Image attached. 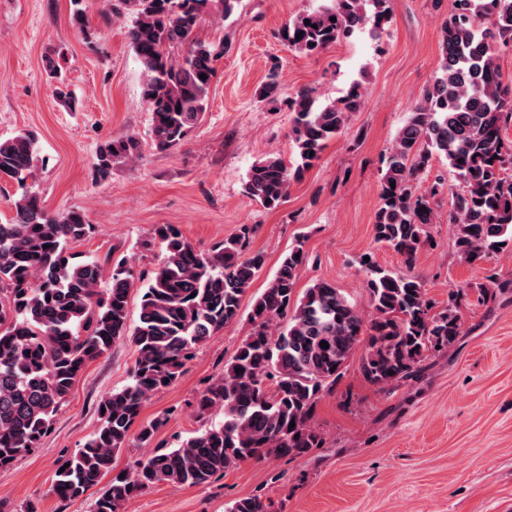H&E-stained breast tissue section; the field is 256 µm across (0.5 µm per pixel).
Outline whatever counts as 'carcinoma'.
I'll return each mask as SVG.
<instances>
[{"mask_svg": "<svg viewBox=\"0 0 512 512\" xmlns=\"http://www.w3.org/2000/svg\"><path fill=\"white\" fill-rule=\"evenodd\" d=\"M240 2L104 0L106 14L131 17L128 39L142 67L156 148L180 145L202 121L224 44L199 40L195 31L213 12L230 19ZM387 2L324 0L288 22L279 36L289 49L316 55L364 29L383 30L390 21ZM511 43L512 0H453L441 27L438 69L396 136L375 216V241L393 249L405 270L383 267L370 253L369 261L358 259L371 317L324 280L296 293L306 260L304 244L297 242L253 297L251 333L224 365V375L197 399L199 416L220 411L224 420L202 426L121 475L112 474L114 457L126 447L143 406L178 380L202 344L238 319L265 255L250 250V224L207 252L177 225H154L139 248L159 250V261L140 287L139 319L131 326L130 261L106 267L96 257L75 260L70 245L91 237L95 226L79 209L49 213L43 207L28 184L38 153L33 131L0 138V178L19 190L11 218L0 223V468L40 446L85 367L126 336L137 351L131 382L101 399L98 428L81 450L62 460L66 468L55 473L53 483L59 498L76 500L112 476L91 512H120L126 499L162 483L205 484L244 461L308 455L322 444L313 424L317 399L336 386L361 345L360 373L368 383L384 389L418 376L428 353L450 347L462 326L457 299L435 310L423 281L412 273L418 250L429 243L430 225L438 222L444 175L420 187L435 161H446L460 182L448 223L462 257L474 263L512 252V145L503 135L512 123V85L503 82L498 65V49ZM175 49L181 54L173 55ZM47 73L56 98L72 105L56 61H49ZM278 77L275 64L257 90L258 101L277 103ZM361 105L357 82L332 101L319 100L307 88L298 91L287 102L294 163L275 156L255 162L244 184L247 196L265 209L278 208ZM140 157L135 135L100 145L96 180L108 181L113 164ZM492 285L508 287L490 274L475 286L478 300L493 298ZM323 341L328 347L320 346ZM229 512L275 509L274 502L254 495L235 501Z\"/></svg>", "mask_w": 512, "mask_h": 512, "instance_id": "obj_1", "label": "carcinoma"}]
</instances>
